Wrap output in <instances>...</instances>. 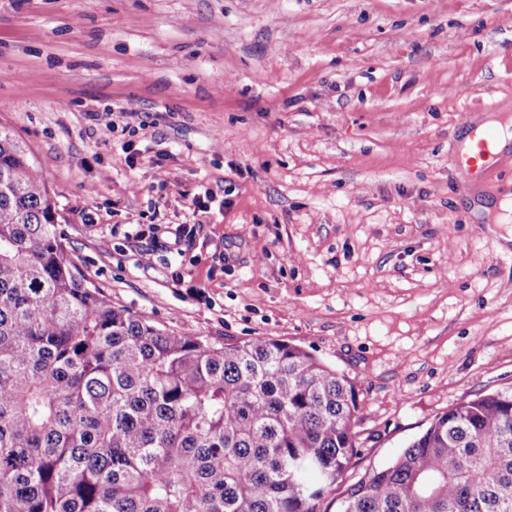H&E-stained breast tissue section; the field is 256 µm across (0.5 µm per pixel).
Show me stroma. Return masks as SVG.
Here are the masks:
<instances>
[{"instance_id":"35a3bbf8","label":"stroma","mask_w":512,"mask_h":512,"mask_svg":"<svg viewBox=\"0 0 512 512\" xmlns=\"http://www.w3.org/2000/svg\"><path fill=\"white\" fill-rule=\"evenodd\" d=\"M492 105L512 115V0H0V124L74 262L160 327L347 376L350 483L512 386V244L480 211L512 148L478 182L459 164Z\"/></svg>"}]
</instances>
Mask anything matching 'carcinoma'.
I'll return each mask as SVG.
<instances>
[{
  "label": "carcinoma",
  "instance_id": "carcinoma-1",
  "mask_svg": "<svg viewBox=\"0 0 512 512\" xmlns=\"http://www.w3.org/2000/svg\"><path fill=\"white\" fill-rule=\"evenodd\" d=\"M0 125V512H512V386L358 455L355 385L312 352L214 343L112 305Z\"/></svg>",
  "mask_w": 512,
  "mask_h": 512
}]
</instances>
